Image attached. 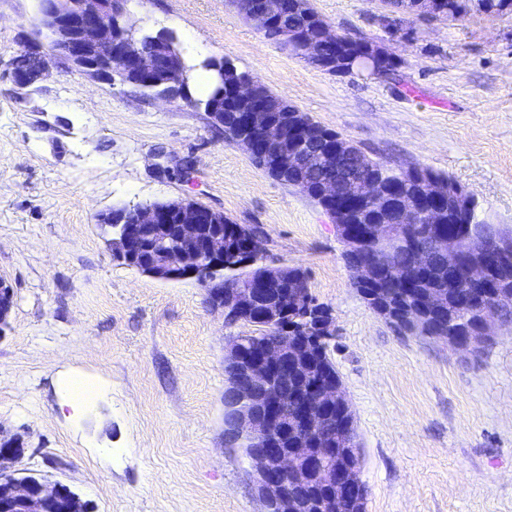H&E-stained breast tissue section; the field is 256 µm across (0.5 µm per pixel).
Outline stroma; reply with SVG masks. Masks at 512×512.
<instances>
[{
	"label": "stroma",
	"mask_w": 512,
	"mask_h": 512,
	"mask_svg": "<svg viewBox=\"0 0 512 512\" xmlns=\"http://www.w3.org/2000/svg\"><path fill=\"white\" fill-rule=\"evenodd\" d=\"M337 33L382 46L395 76L316 68L233 0H130L140 33H172L189 67L237 68L370 157L463 185L512 237V8L444 20L382 17L383 0H310ZM39 0H0V276L15 292L0 333V433L21 469L69 485L91 512H264L224 437V353L253 333L194 281L123 265L100 218L192 199L257 228L276 265L307 270L331 313L330 355L355 417L365 512H512V321L479 354L396 330L353 286L336 226L268 176L203 105L62 58L17 89L10 62L47 45ZM94 383L71 410L67 383Z\"/></svg>",
	"instance_id": "1"
}]
</instances>
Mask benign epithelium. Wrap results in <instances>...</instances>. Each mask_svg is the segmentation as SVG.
<instances>
[{
  "instance_id": "benign-epithelium-1",
  "label": "benign epithelium",
  "mask_w": 512,
  "mask_h": 512,
  "mask_svg": "<svg viewBox=\"0 0 512 512\" xmlns=\"http://www.w3.org/2000/svg\"><path fill=\"white\" fill-rule=\"evenodd\" d=\"M237 7L263 32L269 21L279 14L280 3L278 0H237ZM39 13L40 28L48 32L50 52L63 57L71 68L85 76L110 81L114 73L122 74L125 79L134 75L137 80L131 85L147 90L149 86L144 79L162 75L166 86L157 93L183 95L187 67L178 49L168 39L156 40L148 48L142 47L135 38L127 0H40ZM279 27L276 38L292 52L301 54L322 70L336 66V49L326 51L328 43L336 40L335 31L329 24H323L320 33L282 22ZM46 67L47 56L40 55L32 61L27 50H20L11 59L12 82L19 88L30 87L33 85L30 72L36 70L42 75ZM211 84L212 100L222 111L224 66L211 68ZM256 90L257 86L247 78L238 80L234 86L235 96L241 101L253 100ZM273 118L268 110L253 106L232 138L249 154L257 150L266 159L277 163L286 160L293 168H300L304 150L298 145L297 134H302L308 143L317 141V134L310 127L299 129L292 124H283L277 129ZM316 160L327 172L321 185V196L334 199L338 192L362 197L377 193V185L361 179L355 171L344 176L343 183L336 180V151H320ZM400 204L403 213L418 214L429 223H436L437 212L423 208L419 198L403 197ZM171 222L177 226L178 244L160 254L154 270L158 280L178 282L195 276L194 263L201 247L213 255L216 262L223 263L224 235L203 232V225L217 223L216 217L186 199L136 207L132 224L112 240V248L120 259L132 261L142 241L157 237ZM434 247L447 262L448 269L464 267L472 285H484L498 273L512 268L510 238L478 237L471 251L482 258L473 261L465 258L459 239L453 235H439ZM380 259L381 255L376 252L360 254L352 267L355 281L369 282ZM265 284L267 281L259 278L243 287L229 289L230 300L223 306L228 320L260 315L282 328L274 344L263 346L254 355L244 356L245 369L230 377L224 398L230 412L225 414L224 430L253 444L249 460L255 474V489L265 512H294L293 490L315 483L331 487L332 493L312 503V507L316 512H336V504L340 502L337 490L359 484L360 474L349 464L352 449L325 447V411L336 406L348 411L350 406L336 381L323 387L305 385L298 396L300 411L295 432L310 447H279L275 408L280 401V392L271 385V379L276 371L288 370V355L299 346L294 326L283 323V319L299 307V300L290 297L277 305L263 304L257 286ZM13 304L14 289L1 277L0 331L8 325ZM474 315V325L464 334L443 337L449 347L475 354L490 339L496 315L485 309L474 311ZM20 452L16 439L0 438V512H45L43 504L53 500L65 503L66 512H83L81 498L68 486L46 480L34 483L18 476L15 463Z\"/></svg>"
}]
</instances>
